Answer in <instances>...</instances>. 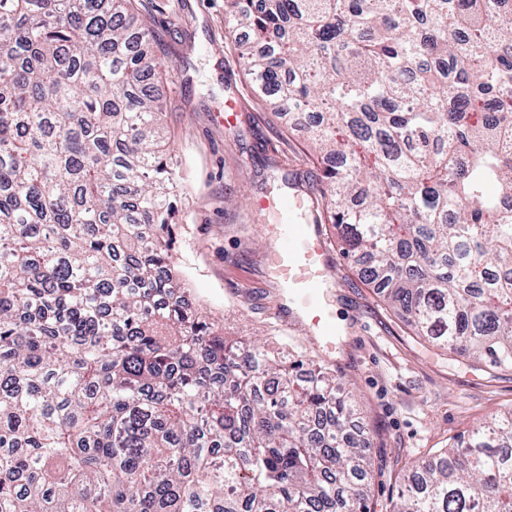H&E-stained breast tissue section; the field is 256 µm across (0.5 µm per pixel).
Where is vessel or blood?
<instances>
[{"label": "vessel or blood", "mask_w": 512, "mask_h": 512, "mask_svg": "<svg viewBox=\"0 0 512 512\" xmlns=\"http://www.w3.org/2000/svg\"><path fill=\"white\" fill-rule=\"evenodd\" d=\"M279 236L280 246L271 257L276 276L311 326L325 340H334L336 317L325 300L327 241L318 227L306 224L302 199L285 206Z\"/></svg>", "instance_id": "1"}]
</instances>
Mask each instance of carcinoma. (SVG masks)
Masks as SVG:
<instances>
[{
    "mask_svg": "<svg viewBox=\"0 0 512 512\" xmlns=\"http://www.w3.org/2000/svg\"><path fill=\"white\" fill-rule=\"evenodd\" d=\"M273 112L313 114L323 219L429 341L512 366V12L225 0ZM132 0H0V512H369L336 375L183 300L164 63ZM393 512H512V409Z\"/></svg>",
    "mask_w": 512,
    "mask_h": 512,
    "instance_id": "obj_1",
    "label": "carcinoma"
}]
</instances>
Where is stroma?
Listing matches in <instances>:
<instances>
[{
	"label": "stroma",
	"instance_id": "1",
	"mask_svg": "<svg viewBox=\"0 0 512 512\" xmlns=\"http://www.w3.org/2000/svg\"><path fill=\"white\" fill-rule=\"evenodd\" d=\"M169 71L159 90L181 171L173 254L211 321L245 342L279 344L329 368L356 398L369 439L370 512H390L404 474L512 408V367L444 350L415 334L344 254L332 225L330 303L343 327L326 344L289 300L269 263L280 204L322 208L321 168L307 155L303 120L273 115L245 74L241 43L224 26V0H138ZM238 103L225 119L227 100Z\"/></svg>",
	"mask_w": 512,
	"mask_h": 512
}]
</instances>
